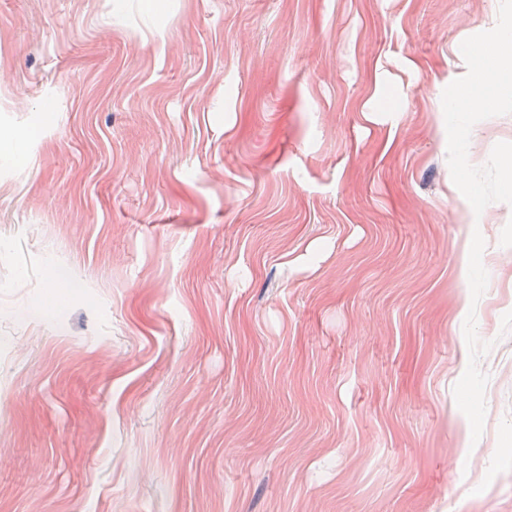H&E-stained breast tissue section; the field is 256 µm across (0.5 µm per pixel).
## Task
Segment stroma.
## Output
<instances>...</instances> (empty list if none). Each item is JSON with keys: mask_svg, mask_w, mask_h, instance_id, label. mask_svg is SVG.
<instances>
[{"mask_svg": "<svg viewBox=\"0 0 512 512\" xmlns=\"http://www.w3.org/2000/svg\"><path fill=\"white\" fill-rule=\"evenodd\" d=\"M112 2L0 0V512H512V0Z\"/></svg>", "mask_w": 512, "mask_h": 512, "instance_id": "35a3bbf8", "label": "stroma"}]
</instances>
